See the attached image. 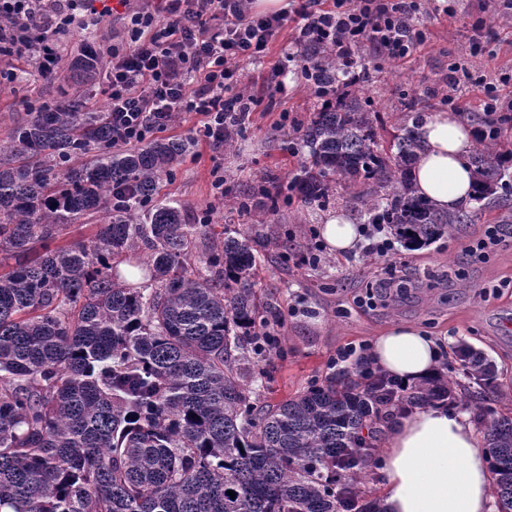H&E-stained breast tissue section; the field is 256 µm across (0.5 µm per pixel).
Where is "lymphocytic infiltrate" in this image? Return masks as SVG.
<instances>
[{
  "instance_id": "1",
  "label": "lymphocytic infiltrate",
  "mask_w": 512,
  "mask_h": 512,
  "mask_svg": "<svg viewBox=\"0 0 512 512\" xmlns=\"http://www.w3.org/2000/svg\"><path fill=\"white\" fill-rule=\"evenodd\" d=\"M119 2L128 8L131 42L108 51L116 146L142 143L183 112L199 114L204 139L223 145L225 112L259 102L241 88L238 63L263 58L288 24L296 26L297 50L276 63L275 74L300 62L301 47L317 43L338 58L351 86L360 77L353 53L361 44L398 61L424 42L412 24L418 0H290L275 12L255 10L253 0H155L138 8ZM110 13L96 0H0V54L26 59L53 78L59 39L74 28H96Z\"/></svg>"
}]
</instances>
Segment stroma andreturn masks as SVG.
I'll return each instance as SVG.
<instances>
[{"label": "stroma", "instance_id": "35a3bbf8", "mask_svg": "<svg viewBox=\"0 0 512 512\" xmlns=\"http://www.w3.org/2000/svg\"><path fill=\"white\" fill-rule=\"evenodd\" d=\"M417 21L427 40L401 62L389 61L367 45L359 49L366 69L356 90L378 112L382 141L399 132L402 95L412 97L424 112L442 111L455 65L472 74L471 83L463 87L468 111H477V100L487 89L496 91L503 106L512 105V8L500 7L492 15L484 11L482 0H460L456 13L448 16L438 0H420ZM292 37V30H285L263 59L240 63L241 82L263 89L273 77L274 64L292 49ZM87 38L76 30L62 41L58 74L51 80L43 79L31 62L0 56V142L27 122L30 105L77 92L75 62ZM284 81L287 98L264 99L229 148L197 139L198 115L182 113L164 136L191 140L192 148L173 176L159 184L160 194L182 205L187 222L210 213L213 223L239 229L261 248L257 287L277 299L278 334L288 350L286 357L263 361L265 375L254 384L262 401L278 403L313 383H324L338 349L368 345L390 327L412 325L440 340L443 360H451L452 346L459 341L482 353L497 369L495 383L485 391L488 403L512 410V331L504 328L512 323V291L502 290L495 298L483 294L485 287L512 275V241L487 259L463 256L482 225L499 223L501 209H487L477 223L460 225L420 249L399 241L389 256L375 261L357 251L343 258L325 251L312 266L300 264L299 258L321 244L319 228L327 213L342 208L341 200L331 199L324 209L293 203L274 215L257 208L244 215L225 206L213 186L216 175H223L237 195L248 196L261 175L285 180L301 163L302 153L289 149L283 136L309 120L317 100L299 71L288 72ZM270 238L287 240V252L263 249V241ZM400 263L413 273L406 297L372 310L358 307L356 297L376 288L390 266ZM294 306L299 314H291Z\"/></svg>", "mask_w": 512, "mask_h": 512}]
</instances>
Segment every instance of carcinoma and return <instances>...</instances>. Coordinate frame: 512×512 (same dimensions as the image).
I'll return each instance as SVG.
<instances>
[{"instance_id": "obj_1", "label": "carcinoma", "mask_w": 512, "mask_h": 512, "mask_svg": "<svg viewBox=\"0 0 512 512\" xmlns=\"http://www.w3.org/2000/svg\"><path fill=\"white\" fill-rule=\"evenodd\" d=\"M304 57L317 100L341 89L330 50L312 44ZM86 99L35 108L0 143V252L14 259L0 273V512H379L360 487L377 440L362 430L385 418L375 373L341 370L257 404L253 365L283 350L249 239L227 224L219 233L188 224L158 196L188 142L114 148L108 113L87 111ZM399 120L385 146L368 101L346 92L323 103L293 127L306 149L298 171L285 185L273 175L258 185L268 211L336 195L364 223L419 246L512 201L503 150L512 116L480 118L474 193L448 212L410 179L424 149L414 100ZM97 212L109 220L91 240L54 245ZM35 244L42 254L32 258ZM456 360L472 384L437 370L400 402L482 394L495 366L468 350ZM474 409L497 512H512V414Z\"/></svg>"}]
</instances>
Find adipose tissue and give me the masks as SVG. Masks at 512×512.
Returning <instances> with one entry per match:
<instances>
[{
    "mask_svg": "<svg viewBox=\"0 0 512 512\" xmlns=\"http://www.w3.org/2000/svg\"><path fill=\"white\" fill-rule=\"evenodd\" d=\"M425 150L412 168L417 193L444 211L455 210L473 192L467 158L477 129L445 112L428 114L422 126ZM321 236L330 254L352 251L359 228L342 211L326 216ZM390 377L414 384L442 360L435 339L400 325L376 336L369 354ZM385 490L380 512H492L490 458L467 418L446 404L402 412L389 425L381 452Z\"/></svg>",
    "mask_w": 512,
    "mask_h": 512,
    "instance_id": "adipose-tissue-1",
    "label": "adipose tissue"
}]
</instances>
